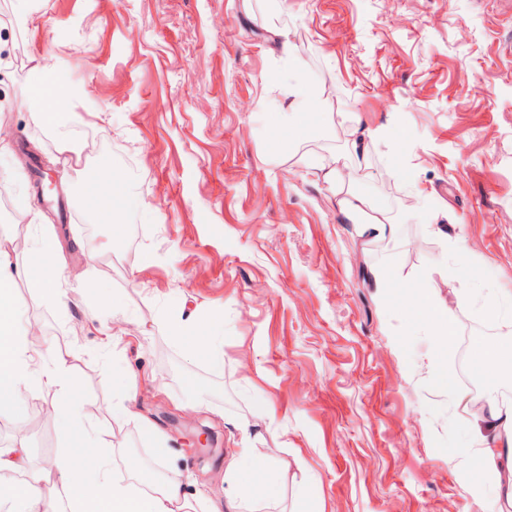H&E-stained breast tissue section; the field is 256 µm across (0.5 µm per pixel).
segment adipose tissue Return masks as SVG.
I'll use <instances>...</instances> for the list:
<instances>
[{
  "instance_id": "adipose-tissue-1",
  "label": "adipose tissue",
  "mask_w": 512,
  "mask_h": 512,
  "mask_svg": "<svg viewBox=\"0 0 512 512\" xmlns=\"http://www.w3.org/2000/svg\"><path fill=\"white\" fill-rule=\"evenodd\" d=\"M283 67L293 76L282 86L285 105L269 113L272 125L299 124L304 112L319 103L318 85L300 75V64L290 44H283ZM62 82L47 64L35 62L30 78L22 89L23 98L46 125L58 122L61 107ZM323 179L329 184L339 213L348 222L357 224L360 233L392 241L400 232L399 224L387 217L363 195L347 189L335 172L328 171ZM422 301L412 307V316L432 326L442 344H450L456 327L448 308L440 306L431 284H423ZM21 304L14 291V278L0 268V405L11 404L22 385L30 381L55 392V410L70 413L86 423V436L93 439L97 431L92 426V415L86 407L75 406L69 379L68 355L60 349L42 353L27 335L16 328L17 309ZM50 356L52 369L41 367L43 356ZM476 429L487 432L488 439L470 458V463L495 492L504 496L512 507V406L494 399L485 400L475 413ZM27 448L13 445L0 448V473L18 475L10 486L0 485V512H193L194 505L184 493L177 479H168L162 487H155L152 472L144 471L138 484L118 479L107 451H98L93 463H86L83 454L62 449L42 473H30ZM53 492H46V485Z\"/></svg>"
}]
</instances>
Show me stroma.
Listing matches in <instances>:
<instances>
[{
  "mask_svg": "<svg viewBox=\"0 0 512 512\" xmlns=\"http://www.w3.org/2000/svg\"><path fill=\"white\" fill-rule=\"evenodd\" d=\"M285 41L328 98L300 139L265 120ZM35 57L86 91L63 131L22 100ZM357 129L387 135L360 162ZM308 158L349 172L400 219L398 239L343 223ZM1 182L20 324L69 352L118 477L155 467L190 500L224 502L246 445L255 495L240 512H495L451 398L473 393L460 346L438 347L407 303L431 281L457 335L479 321L512 349V324L477 312L512 296V0H0ZM41 263L61 271L65 305L29 287ZM179 316L197 340L223 337V363L174 337ZM128 363L162 387L140 392L139 421L112 416ZM52 400L34 387L0 410V448L34 415L33 464L88 448ZM254 448H239L238 453L229 461L225 471V479L242 488L243 492L252 490L251 484L245 479L246 468L253 466Z\"/></svg>",
  "mask_w": 512,
  "mask_h": 512,
  "instance_id": "35a3bbf8",
  "label": "stroma"
}]
</instances>
